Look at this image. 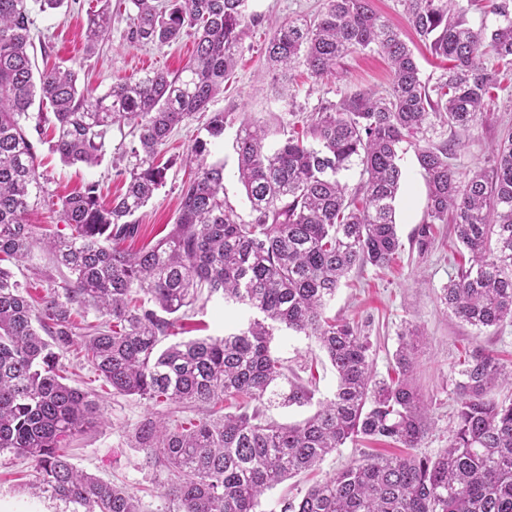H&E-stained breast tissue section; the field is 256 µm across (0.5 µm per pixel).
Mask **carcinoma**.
Returning a JSON list of instances; mask_svg holds the SVG:
<instances>
[{
	"mask_svg": "<svg viewBox=\"0 0 512 512\" xmlns=\"http://www.w3.org/2000/svg\"><path fill=\"white\" fill-rule=\"evenodd\" d=\"M65 2L0 0V256L30 263L40 249L54 271L34 300L0 267V452L34 463L32 493L68 512H142L128 489L69 460L71 441L102 418L90 393L65 383L72 350L114 395L201 409V417L175 425L171 412L151 416L131 435L147 466L167 475L162 496L171 512H258L265 491L349 441L418 447L428 427L425 401L410 381L417 330L407 324L400 333L401 377L379 379L369 337L326 309L352 270L386 266L399 251L394 202L401 154L411 147L428 186L420 249L434 241L433 225L451 224L471 254L469 267L441 288V302L478 330L512 322V130L493 144L490 166L465 179L454 163L456 143L429 137L438 127L469 130L491 112L512 72V0H485L491 28L471 25L464 0H404L419 40L453 62L433 86L369 0H328L313 19L281 22L265 47L273 71L285 77L303 66L319 82L336 76L345 56L377 51L390 64L389 89L339 94L275 147L266 144L268 129L242 122L233 148L247 222L226 200L224 164L206 162L211 142L224 136V113H212L207 138L186 154L195 171L181 187L175 224L135 252L112 243L136 235L127 218L165 183L163 146L224 90L259 17L247 13L248 0H127L128 44L189 35L193 62L177 75L156 71L95 95L79 85L73 65L37 76L32 69V10ZM111 26L108 8L88 12L87 51ZM36 101L49 104L53 118L32 112ZM50 121L66 165H99L115 125L130 127L137 144L121 171L129 176L125 192L106 207L98 185L88 184L63 202L70 234L46 238L27 215L43 191L32 134L42 136ZM356 167L360 182L351 188L344 178ZM204 289L247 306L248 324L158 349L172 315ZM90 312L97 323L80 327L72 319ZM283 329L314 338L337 374L332 397L292 425L264 414L274 403L302 407L314 397L271 352ZM458 375L455 425L437 457H367L284 502L282 512H512V403L493 396L512 381V366L477 349Z\"/></svg>",
	"mask_w": 512,
	"mask_h": 512,
	"instance_id": "1",
	"label": "carcinoma"
}]
</instances>
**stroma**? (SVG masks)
Instances as JSON below:
<instances>
[{
  "label": "stroma",
  "mask_w": 512,
  "mask_h": 512,
  "mask_svg": "<svg viewBox=\"0 0 512 512\" xmlns=\"http://www.w3.org/2000/svg\"><path fill=\"white\" fill-rule=\"evenodd\" d=\"M123 0H111L114 9L112 31L107 41L94 52H87L84 33L87 11L95 0H71L69 6L52 12H33L31 54L34 71L55 66L82 63L79 73L82 84L94 94L106 92L112 83L137 78L145 73L164 71L176 74L191 62L193 45L182 38L169 45L131 46L123 39L127 16L120 13ZM372 9L391 19L414 49L422 80L436 82L445 73L448 63L430 55L409 28L404 0H370ZM325 0H250V11L259 22L250 27L244 49L233 77L226 82L223 94L214 98L209 109L225 117L223 138L212 142L210 161L224 164V186L228 201L241 219H248L249 207L243 187L236 178V156L232 144L242 121L265 126L271 141H279L282 130L294 122L296 114L308 113L321 101L335 99L347 88L370 89L385 93L389 88L388 66L381 54L353 53L340 62L336 78L313 82L302 71H294L291 82L276 80L266 64L263 48L273 33L275 22L298 16L312 17L324 11ZM198 119L183 122L174 128L166 145L165 156L173 165L166 182L132 220L140 231L125 240L128 249H139L167 234L175 222L181 186L188 175L180 159L185 156L196 137L202 136ZM512 126V86L500 91L496 105L486 122L466 132H458L455 164L460 175L486 167L490 147L499 134ZM127 132L111 130L106 140V154L95 167L64 165L48 143L38 146L39 171L45 194L31 207L27 219L40 232L60 234L68 226L62 212L65 198L79 193L85 184L98 183L102 202H109L123 189L119 172L127 165L117 147L130 142ZM405 182L396 201L398 235L402 248L389 266H372L352 271L336 291L327 314L340 320L359 324L372 343V358L377 377L391 374L398 335L405 323L415 325L421 334L413 383L422 394L427 408L425 420L428 433L417 453L436 457L448 446V431L455 422L456 383L459 363L475 348H483L504 363L512 362V323L483 330L475 329L444 310L439 295L450 276L468 260V253L457 246L452 225L440 224L435 240L419 250L415 231L422 222L427 204V186L414 153L402 161ZM250 311L220 299L198 302L194 317L173 330L175 339L196 335L220 336L235 332L250 318ZM271 349L274 355L287 360L299 371L302 380H315V399L332 395L336 387L335 371L313 340L291 332L276 333ZM70 385L90 392L99 400L103 411L101 423L88 429L72 444V461L87 473L103 477L133 491L140 498L144 512H157L163 501L158 479L144 462V454L130 445L135 427L160 407L153 401L134 396L113 394L101 378L82 365L75 354H68ZM386 442L359 441L346 444L328 456L312 472L286 480L264 496L260 512H280L283 499L300 496L314 482L323 480L351 461L367 453H394ZM35 475L26 458L9 452L0 453V512H65L63 503L48 497L30 496L26 484Z\"/></svg>",
  "instance_id": "obj_1"
}]
</instances>
